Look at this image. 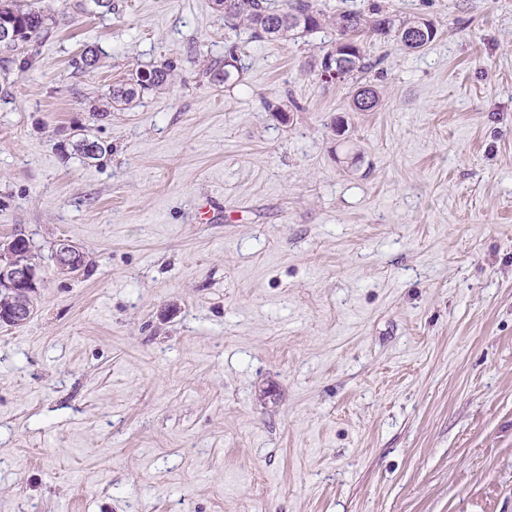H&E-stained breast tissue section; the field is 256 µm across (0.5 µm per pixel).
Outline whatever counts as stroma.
I'll return each mask as SVG.
<instances>
[{
	"label": "stroma",
	"mask_w": 512,
	"mask_h": 512,
	"mask_svg": "<svg viewBox=\"0 0 512 512\" xmlns=\"http://www.w3.org/2000/svg\"><path fill=\"white\" fill-rule=\"evenodd\" d=\"M375 1L439 34L337 85L331 28L213 0H44L0 53V240L43 278L0 326V512H512V0ZM15 2L0 0V47L25 54L30 43L51 33L57 19L44 12L41 0L27 1L24 9ZM173 65L170 62L163 64L161 67L153 68L149 71L139 70L129 78V82L121 85L112 91V100L115 103L128 104L136 97H139L145 90L159 87L165 84L170 76ZM149 74V77H145ZM78 254L81 253L75 246H73L66 240H61L58 243V248L55 256L58 270L66 274H71L79 271L77 270V268H75V261Z\"/></svg>",
	"instance_id": "35a3bbf8"
}]
</instances>
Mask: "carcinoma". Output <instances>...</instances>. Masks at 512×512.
Segmentation results:
<instances>
[{"label": "carcinoma", "instance_id": "1", "mask_svg": "<svg viewBox=\"0 0 512 512\" xmlns=\"http://www.w3.org/2000/svg\"><path fill=\"white\" fill-rule=\"evenodd\" d=\"M217 11L224 17V26L235 30L241 26L251 31L258 40H275L298 31L310 33L329 24L336 31V41L322 56L317 69L333 63L345 81L356 72L371 68L364 45L365 37L391 36L402 47L419 51L433 42L438 34L435 24L422 16L391 15L378 3L366 11H344L327 15L317 8L316 0H214ZM57 19L44 12L41 0H28L26 7L15 0H0V48L23 54L30 43L48 36ZM427 30V36L413 38L419 27ZM233 63L214 65L209 68L212 80L229 83L240 72L238 57L231 53ZM173 65L166 63L147 72L139 70L129 82L112 91L115 103L128 104L146 90L165 84ZM74 151L84 158L95 159L108 152L109 146L84 137L75 142Z\"/></svg>", "mask_w": 512, "mask_h": 512}]
</instances>
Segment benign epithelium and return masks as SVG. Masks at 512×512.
<instances>
[{"instance_id":"7a95c632","label":"benign epithelium","mask_w":512,"mask_h":512,"mask_svg":"<svg viewBox=\"0 0 512 512\" xmlns=\"http://www.w3.org/2000/svg\"><path fill=\"white\" fill-rule=\"evenodd\" d=\"M21 237L0 242V293L7 295L9 306L0 307V324L11 325L27 320L33 312V297L41 288L42 277L32 264L21 259ZM79 250L66 240L58 243L56 265L62 273L77 272Z\"/></svg>"}]
</instances>
